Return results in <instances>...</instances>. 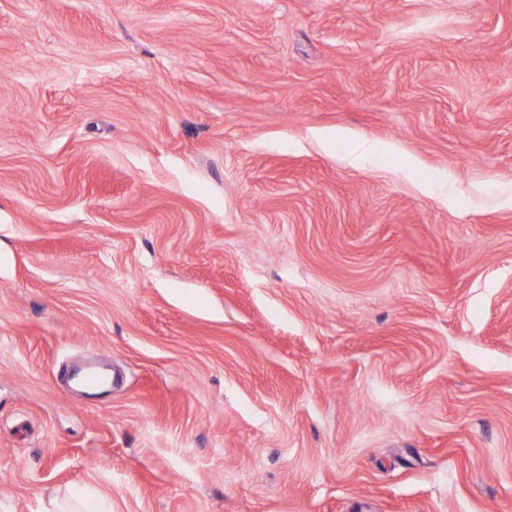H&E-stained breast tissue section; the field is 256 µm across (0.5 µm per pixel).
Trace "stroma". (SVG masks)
Wrapping results in <instances>:
<instances>
[{
  "instance_id": "1",
  "label": "stroma",
  "mask_w": 512,
  "mask_h": 512,
  "mask_svg": "<svg viewBox=\"0 0 512 512\" xmlns=\"http://www.w3.org/2000/svg\"><path fill=\"white\" fill-rule=\"evenodd\" d=\"M84 490L512 512V0H0V512Z\"/></svg>"
}]
</instances>
